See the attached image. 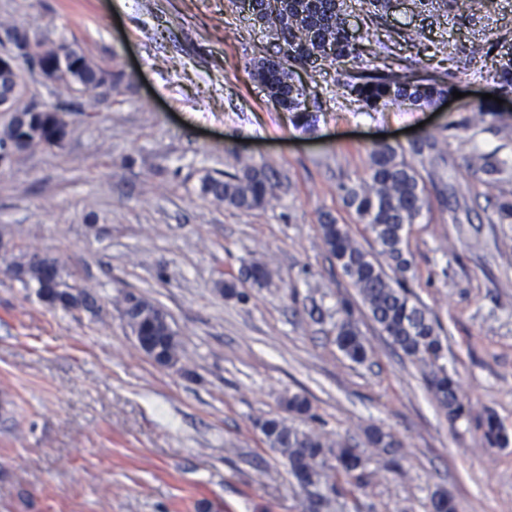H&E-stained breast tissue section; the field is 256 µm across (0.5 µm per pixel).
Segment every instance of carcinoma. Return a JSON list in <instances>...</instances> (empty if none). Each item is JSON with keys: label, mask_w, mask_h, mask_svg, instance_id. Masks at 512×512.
Here are the masks:
<instances>
[{"label": "carcinoma", "mask_w": 512, "mask_h": 512, "mask_svg": "<svg viewBox=\"0 0 512 512\" xmlns=\"http://www.w3.org/2000/svg\"><path fill=\"white\" fill-rule=\"evenodd\" d=\"M254 13L275 41L273 54L253 64L252 77L261 82L269 99L291 114L292 122L309 125L308 88L293 83V67L316 68L318 61L343 62L363 56V49L354 42L347 29L351 15L350 3L359 5L368 17H376L386 0H253ZM58 48L66 57L82 62L86 85L97 82L99 66L72 49L67 43ZM495 83L502 94L512 93V60L501 65ZM348 92L366 108L376 111L388 106L422 109L438 104L450 93L447 85L436 80L417 79L409 67L381 69L366 67L345 84ZM491 103H483L477 113L464 119L466 126H478L486 117L495 115ZM67 123L57 112H23L5 131V138L18 139L22 148L35 145L52 146L66 135ZM401 145L378 144L368 153L365 178L358 183L340 186L345 206L354 210L374 236L377 250L362 248L347 226L327 220L321 225L324 244L336 266L356 289L370 319L390 340L391 345L407 357L424 366L428 389L452 423L467 414L457 381L438 364L443 357V341L439 322L406 285L405 274L412 263L403 247L405 226L414 223L427 205L422 179L405 159ZM201 192L211 201L239 210H252L276 198L272 176L264 166L245 165L241 173L225 179L206 175L201 180ZM47 267L29 264L28 255L7 265V269L24 270L19 279L30 290L44 281L59 280L61 288L70 291L61 308L89 306L95 298L87 291L69 283L62 274L61 264L46 257ZM399 274L392 278L387 270ZM274 270L263 263L248 268L252 281L263 286L271 281ZM344 317L336 322V345L350 360L361 363L367 357L360 332L351 318V307L341 303ZM123 316L132 331L141 336V350L160 366L179 361L180 345L176 332L162 309L148 300L129 294L124 298ZM290 414L304 416L310 411L309 400L300 394L288 398ZM266 443L286 461L292 476L305 472L311 484L325 487L320 507H325L330 495L340 491L339 480L360 486L365 482L363 458L346 443L327 442L316 432H305L288 425L285 420L268 418L259 424ZM484 443L503 447L507 436L496 416L486 414L478 422ZM370 444L377 448H393L397 442L377 428L367 432ZM436 512H456L452 497L437 491L431 498Z\"/></svg>", "instance_id": "1"}]
</instances>
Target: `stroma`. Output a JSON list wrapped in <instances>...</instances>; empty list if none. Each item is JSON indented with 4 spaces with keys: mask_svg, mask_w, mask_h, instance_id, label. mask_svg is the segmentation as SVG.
<instances>
[{
    "mask_svg": "<svg viewBox=\"0 0 512 512\" xmlns=\"http://www.w3.org/2000/svg\"><path fill=\"white\" fill-rule=\"evenodd\" d=\"M388 26L425 25L422 43L387 42L350 19L375 65L404 64L459 93L422 110H367L343 89L349 60L308 77L320 109L296 127L251 76L267 30L234 0H0V27L52 47L68 43L118 74L111 91H76L24 71L26 101L70 124L63 146H38L0 167V229L10 256L39 250L95 298L52 308L27 294L0 258V512H304L307 495L257 419L286 417L343 439L366 461L367 483L325 512H430L437 489L458 512H512V441L486 447L477 422L497 416L512 437V170L490 179L478 157H512V112L486 131L464 117L496 94L512 59V0H480L424 18L389 0ZM490 54L471 56L477 43ZM441 156L407 154L428 205L407 226L408 286L442 326L443 365L469 412L449 423L419 364L396 351L329 259L320 226L373 236L343 204L340 184L363 177L375 135L409 146L414 126ZM266 166L272 204L250 211L201 195L206 174ZM253 262L276 274L244 278ZM235 282L226 297L220 280ZM161 308L178 335L177 366L141 352L121 313L125 294ZM368 358L336 345L340 298ZM377 427L397 442L369 445Z\"/></svg>",
    "mask_w": 512,
    "mask_h": 512,
    "instance_id": "1",
    "label": "stroma"
}]
</instances>
